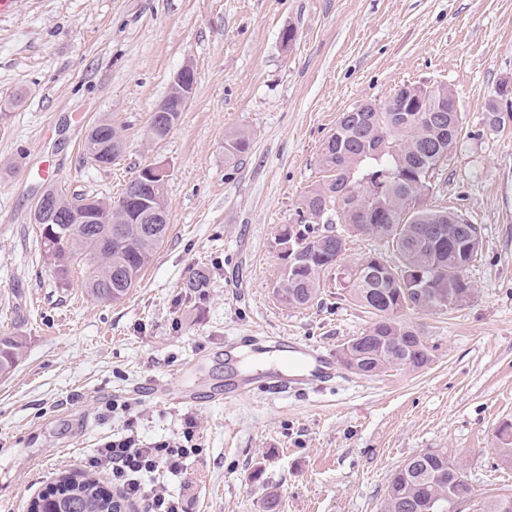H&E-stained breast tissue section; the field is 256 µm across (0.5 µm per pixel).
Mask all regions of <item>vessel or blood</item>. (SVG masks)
I'll return each instance as SVG.
<instances>
[{"instance_id": "b4317fda", "label": "vessel or blood", "mask_w": 512, "mask_h": 512, "mask_svg": "<svg viewBox=\"0 0 512 512\" xmlns=\"http://www.w3.org/2000/svg\"><path fill=\"white\" fill-rule=\"evenodd\" d=\"M250 346L282 355L288 369L263 380L250 373H236L224 388L225 400H240L264 388L279 394L301 395L320 392L342 378L335 355L324 347L288 336H248Z\"/></svg>"}]
</instances>
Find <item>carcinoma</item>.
I'll return each mask as SVG.
<instances>
[{"label":"carcinoma","instance_id":"cac0c4a2","mask_svg":"<svg viewBox=\"0 0 512 512\" xmlns=\"http://www.w3.org/2000/svg\"><path fill=\"white\" fill-rule=\"evenodd\" d=\"M454 95L445 85H408L405 93L376 105L375 112L363 111L360 104L342 113L321 148L322 180L297 203L298 227H286L279 235L283 273L277 295L295 308L317 300L324 277L347 252L348 238L391 239L393 260L369 256L349 272L348 297L374 315L371 326L338 351L340 363L356 374L372 376L429 365L432 347L417 325L403 320V312L452 310L472 294L465 271L477 256L468 248L474 225L461 214L420 206L436 171L460 140L459 113L437 111L448 107ZM178 119L177 112L158 113L153 139H165L167 126ZM104 129L118 137L105 120L92 126L84 150L93 163L120 156L112 153V141L99 137ZM250 145L248 132L225 131L224 160H238ZM82 200L83 210L95 212L98 223L36 225L45 263L63 282L72 267H90L87 294L97 301L120 302L165 237L167 225L140 223L143 201L158 209L166 207L165 188L151 189L140 175L112 203L96 195H84ZM333 210L347 234L315 227ZM418 276L427 283L422 299L413 294L412 282ZM18 358L19 342L0 339V376L9 375ZM497 440L496 454L511 466V422L501 424ZM471 497L467 476L448 456V449H426L391 474L381 512H422L431 501L460 504ZM30 512H122V505L96 481L66 475L32 500Z\"/></svg>","mask_w":512,"mask_h":512}]
</instances>
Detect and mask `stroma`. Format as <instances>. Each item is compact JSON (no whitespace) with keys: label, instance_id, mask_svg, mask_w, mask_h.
Masks as SVG:
<instances>
[{"label":"stroma","instance_id":"stroma-1","mask_svg":"<svg viewBox=\"0 0 512 512\" xmlns=\"http://www.w3.org/2000/svg\"><path fill=\"white\" fill-rule=\"evenodd\" d=\"M293 30L292 42L282 40ZM192 99L165 140L149 134L176 72ZM512 79V0H15L0 17V339L20 344L0 376V512H27L103 439L138 417L142 440L196 422L201 455L185 482L190 512H380L392 470L447 449L475 497L512 495L495 432L512 421V120L485 106ZM456 93L460 142L425 207L480 229L461 306L418 314L433 349L421 369L350 374L295 398L260 391L235 403L143 395L181 378L224 388L225 340L260 332L337 351L372 321L336 276L318 302L276 294L277 238L321 178L318 157L341 113L386 102L402 84ZM109 120L125 149L99 168L84 155ZM249 132L239 163L224 133ZM167 163V235L119 303L85 291L88 267L60 282L30 212L50 185L119 199L144 166ZM204 271V288L185 283Z\"/></svg>","mask_w":512,"mask_h":512}]
</instances>
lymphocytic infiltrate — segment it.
<instances>
[{
    "instance_id": "obj_1",
    "label": "lymphocytic infiltrate",
    "mask_w": 512,
    "mask_h": 512,
    "mask_svg": "<svg viewBox=\"0 0 512 512\" xmlns=\"http://www.w3.org/2000/svg\"><path fill=\"white\" fill-rule=\"evenodd\" d=\"M136 423V417H129L124 436L95 449L83 460L84 469L106 475L139 512H187L183 495L169 490L167 480L184 475L199 453L192 444L194 421H187L180 433L149 443L140 439Z\"/></svg>"
}]
</instances>
